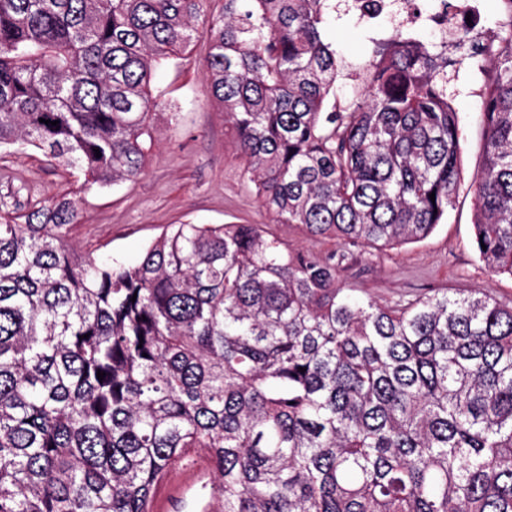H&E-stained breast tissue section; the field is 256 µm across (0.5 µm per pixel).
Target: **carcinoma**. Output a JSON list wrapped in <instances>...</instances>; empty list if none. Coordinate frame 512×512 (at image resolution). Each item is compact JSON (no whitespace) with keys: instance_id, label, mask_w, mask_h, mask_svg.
<instances>
[{"instance_id":"carcinoma-1","label":"carcinoma","mask_w":512,"mask_h":512,"mask_svg":"<svg viewBox=\"0 0 512 512\" xmlns=\"http://www.w3.org/2000/svg\"><path fill=\"white\" fill-rule=\"evenodd\" d=\"M205 2L0 0V148L85 186L137 177L153 64L204 37L209 97L275 221L395 248L448 220V67L481 56L474 242L512 276V18L494 47L457 32L455 59L399 31L374 42L340 105L327 0ZM34 216L0 220V512H153L193 452L215 468L202 512H512V305L381 306L336 255L259 224H177L137 263H99L70 242L75 200Z\"/></svg>"}]
</instances>
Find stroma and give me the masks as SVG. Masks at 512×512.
<instances>
[{
    "label": "stroma",
    "instance_id": "1",
    "mask_svg": "<svg viewBox=\"0 0 512 512\" xmlns=\"http://www.w3.org/2000/svg\"><path fill=\"white\" fill-rule=\"evenodd\" d=\"M401 0L376 22L363 19L352 0H329L323 37L343 60L336 82L338 104L354 101L355 80L378 30L398 28ZM206 39L195 40L179 58L153 71L151 94L158 103L150 116L154 142L150 161L138 177L108 189H82L76 171L50 165L33 147L0 152V214H30L47 202L74 193L82 213L75 244L96 258L138 261L147 246L174 224H263L288 248L317 257L337 251L335 241L312 237L298 225L275 223L262 206L256 187L238 156L224 115L207 99L203 60ZM487 63L464 61L448 70V97L461 129V175L447 223L425 240L398 248L351 249L340 272L341 283L358 296L382 305L415 298L439 288L480 291L512 303V277L492 272L474 244L473 182L480 170L484 137L479 106ZM212 472L203 454L172 467L159 486L154 512H186Z\"/></svg>",
    "mask_w": 512,
    "mask_h": 512
}]
</instances>
